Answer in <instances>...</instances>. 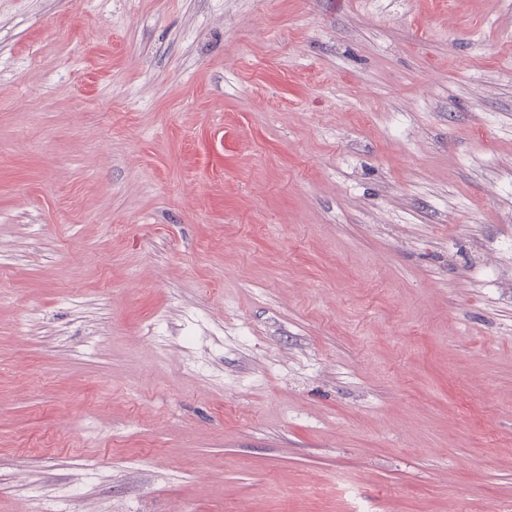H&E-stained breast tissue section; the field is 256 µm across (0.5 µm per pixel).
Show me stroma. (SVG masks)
Segmentation results:
<instances>
[{"label":"stroma","instance_id":"35a3bbf8","mask_svg":"<svg viewBox=\"0 0 512 512\" xmlns=\"http://www.w3.org/2000/svg\"><path fill=\"white\" fill-rule=\"evenodd\" d=\"M512 512V0H0V512Z\"/></svg>","mask_w":512,"mask_h":512}]
</instances>
